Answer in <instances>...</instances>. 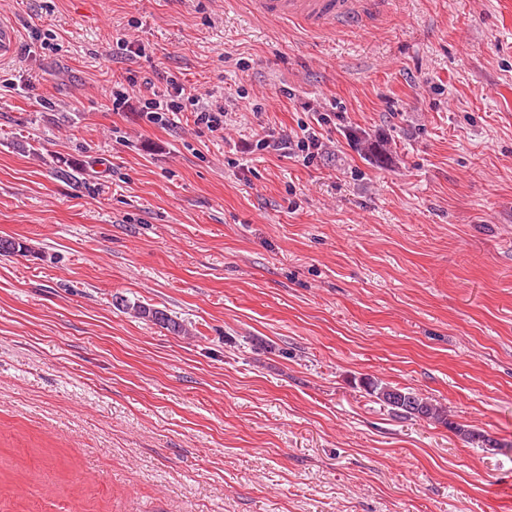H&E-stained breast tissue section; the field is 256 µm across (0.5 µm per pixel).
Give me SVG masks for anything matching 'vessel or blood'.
Wrapping results in <instances>:
<instances>
[{
  "label": "vessel or blood",
  "instance_id": "obj_1",
  "mask_svg": "<svg viewBox=\"0 0 512 512\" xmlns=\"http://www.w3.org/2000/svg\"><path fill=\"white\" fill-rule=\"evenodd\" d=\"M381 0H253L265 17L295 21L312 32L363 26Z\"/></svg>",
  "mask_w": 512,
  "mask_h": 512
}]
</instances>
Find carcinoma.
Instances as JSON below:
<instances>
[{
    "label": "carcinoma",
    "instance_id": "1",
    "mask_svg": "<svg viewBox=\"0 0 512 512\" xmlns=\"http://www.w3.org/2000/svg\"><path fill=\"white\" fill-rule=\"evenodd\" d=\"M28 251L29 247L24 242L11 237H0V256H24ZM113 305L125 311H130L136 317L149 321L174 335L186 333L185 325L163 309L143 303L132 304L125 297L117 295L113 296ZM360 385L370 396L389 407L398 416L452 426L464 441L476 444L480 448L495 450L499 447L496 441L477 430L461 425H452L448 421V414L445 409L420 396L410 388L396 387L372 376L362 378Z\"/></svg>",
    "mask_w": 512,
    "mask_h": 512
}]
</instances>
